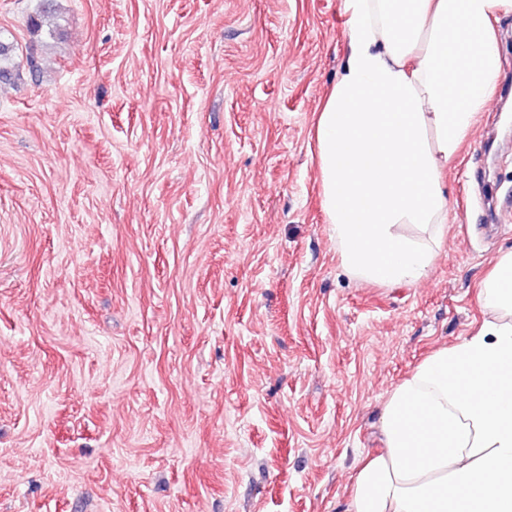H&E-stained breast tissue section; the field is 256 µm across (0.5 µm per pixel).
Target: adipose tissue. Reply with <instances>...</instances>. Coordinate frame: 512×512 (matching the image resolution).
Instances as JSON below:
<instances>
[{"label":"adipose tissue","mask_w":512,"mask_h":512,"mask_svg":"<svg viewBox=\"0 0 512 512\" xmlns=\"http://www.w3.org/2000/svg\"><path fill=\"white\" fill-rule=\"evenodd\" d=\"M346 65L316 122L322 205L343 266L417 281L448 222L442 173L491 101L512 0H341ZM479 328L390 393L385 446L347 512H512V252L483 281Z\"/></svg>","instance_id":"ef3b65f1"}]
</instances>
